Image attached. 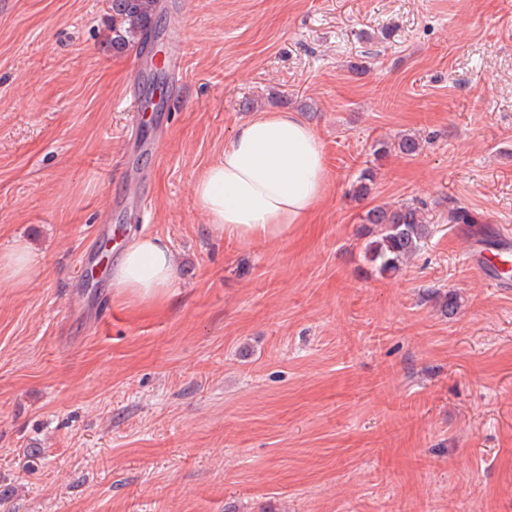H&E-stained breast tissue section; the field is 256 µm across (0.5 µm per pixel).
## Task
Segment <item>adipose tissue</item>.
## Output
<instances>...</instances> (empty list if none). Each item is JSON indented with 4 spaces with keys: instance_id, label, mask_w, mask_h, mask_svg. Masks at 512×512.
<instances>
[{
    "instance_id": "adipose-tissue-1",
    "label": "adipose tissue",
    "mask_w": 512,
    "mask_h": 512,
    "mask_svg": "<svg viewBox=\"0 0 512 512\" xmlns=\"http://www.w3.org/2000/svg\"><path fill=\"white\" fill-rule=\"evenodd\" d=\"M328 167L314 129L292 112H261L240 124L220 158L198 177L194 194L213 229L228 239L287 236L308 223L326 196ZM176 258L157 237L123 248L112 268L121 297L149 303L175 282ZM38 271L29 246L0 252V284L19 288Z\"/></svg>"
}]
</instances>
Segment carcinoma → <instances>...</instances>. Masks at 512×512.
Here are the masks:
<instances>
[{
	"label": "carcinoma",
	"mask_w": 512,
	"mask_h": 512,
	"mask_svg": "<svg viewBox=\"0 0 512 512\" xmlns=\"http://www.w3.org/2000/svg\"><path fill=\"white\" fill-rule=\"evenodd\" d=\"M155 0H112V46L119 51L131 44L139 50L148 48L149 33L154 25ZM421 149L420 141L403 135L395 141L379 139L373 154L382 158L391 152L413 156ZM376 168L362 169L352 185L351 196L362 199L371 194L376 184ZM447 221L463 224L475 230L477 217L466 207H448ZM363 230L372 236L366 245V255L381 274L396 273L412 256L421 251L431 235L423 208L415 202L381 204L369 209L362 217Z\"/></svg>",
	"instance_id": "cac0c4a2"
}]
</instances>
